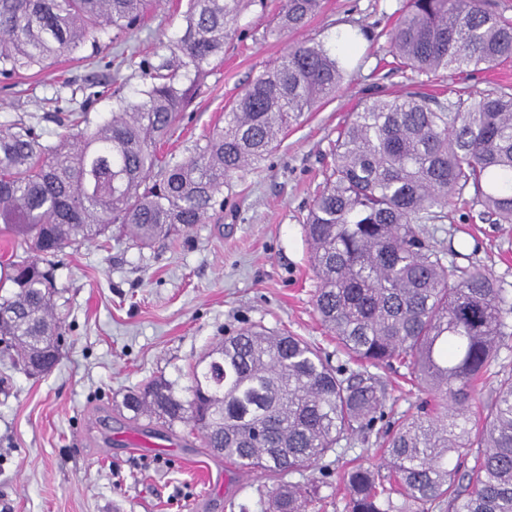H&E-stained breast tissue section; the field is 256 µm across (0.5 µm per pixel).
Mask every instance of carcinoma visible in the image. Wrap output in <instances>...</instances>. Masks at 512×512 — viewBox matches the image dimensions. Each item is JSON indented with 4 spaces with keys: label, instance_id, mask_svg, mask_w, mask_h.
I'll return each instance as SVG.
<instances>
[{
    "label": "carcinoma",
    "instance_id": "obj_1",
    "mask_svg": "<svg viewBox=\"0 0 512 512\" xmlns=\"http://www.w3.org/2000/svg\"><path fill=\"white\" fill-rule=\"evenodd\" d=\"M155 0H0V75L43 66L115 28L137 29ZM241 0H189L176 68L148 59L138 102L89 125L72 112L54 143L34 126L0 130V224L28 256L7 264L0 336L12 364L57 365L63 336L52 313L53 271L64 248L110 240L118 226L148 246L174 224L191 228L224 210V185L267 160L304 113L332 97L344 51L301 43L261 73L224 112V126L192 154L158 164L191 89L224 54ZM321 0H284L279 26L302 28ZM394 61L425 76L472 72L512 59V20L486 0H407L388 34ZM328 176L304 222L317 279L314 306L347 361L398 363L436 395L419 415L385 419L368 372L333 366L301 336L262 326L224 337L190 374L187 397L163 379L130 393L127 410L192 426L203 447L238 470L302 472L353 434L385 421L384 463L343 474L347 512H512V374L498 378L470 427L468 402L512 334V297L492 274L457 264L425 224H442L454 196L512 223V93L443 103L422 92L376 96L349 114L329 149ZM321 486L277 484L261 512H306Z\"/></svg>",
    "mask_w": 512,
    "mask_h": 512
}]
</instances>
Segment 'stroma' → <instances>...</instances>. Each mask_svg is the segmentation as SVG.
Listing matches in <instances>:
<instances>
[{"label":"stroma","instance_id":"stroma-1","mask_svg":"<svg viewBox=\"0 0 512 512\" xmlns=\"http://www.w3.org/2000/svg\"><path fill=\"white\" fill-rule=\"evenodd\" d=\"M403 0H324L321 13L293 33L277 29L283 0H244L224 39V56L195 83L165 152L187 157L223 126L225 109L265 67L296 42L349 47L335 96L289 131L277 151L224 187V211L208 223L172 226L152 247L110 240L64 249L55 260V312L66 329L56 368L30 376L0 362V512H260L276 486L260 471L229 468L201 448L197 432L132 420L124 396L164 378L184 395L191 366L240 327L261 324L305 337L332 363L336 340L314 308L316 279L303 221L325 179L331 141L349 113L375 95L424 91L448 101L452 90L477 95L512 90V62L495 69L429 77L392 70L385 38ZM188 0H160L130 40L150 61L169 57L185 26ZM92 46L47 68L0 78V125L22 121L49 141L58 109L81 101L93 72ZM105 77L115 96L88 109L92 124L112 116L118 99L135 101L147 83L138 63ZM471 196L453 200L442 224L425 232L454 243L460 265L486 269L512 290V224L481 215ZM385 413H416L427 394L406 368L383 366ZM382 438L353 435L317 466L297 475L322 483L315 512H346L342 475L353 463L378 462Z\"/></svg>","mask_w":512,"mask_h":512}]
</instances>
